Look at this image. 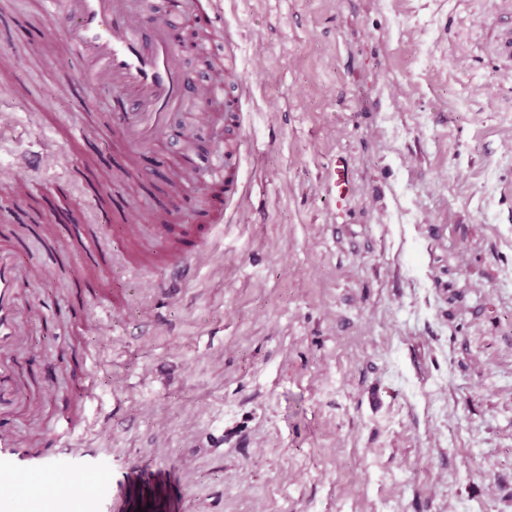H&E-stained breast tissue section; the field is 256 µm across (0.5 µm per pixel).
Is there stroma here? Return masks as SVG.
I'll return each mask as SVG.
<instances>
[{"label": "stroma", "mask_w": 512, "mask_h": 512, "mask_svg": "<svg viewBox=\"0 0 512 512\" xmlns=\"http://www.w3.org/2000/svg\"><path fill=\"white\" fill-rule=\"evenodd\" d=\"M502 0H224L236 33L239 222L184 283L170 248L103 223L166 149L119 165L112 98L41 0H0V221L26 226L32 403L82 410L91 454L0 474V512H101L132 463L192 512H512V58ZM54 141L37 170L18 159ZM340 165L347 194L327 190ZM110 257L58 255L65 220ZM94 284L98 300L82 301ZM72 486L50 497L46 480Z\"/></svg>", "instance_id": "obj_1"}]
</instances>
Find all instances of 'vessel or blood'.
Here are the masks:
<instances>
[{
  "mask_svg": "<svg viewBox=\"0 0 512 512\" xmlns=\"http://www.w3.org/2000/svg\"><path fill=\"white\" fill-rule=\"evenodd\" d=\"M130 0H44V15L63 26L72 50L81 61L87 80L99 91H127L129 97L111 115L128 154L152 150L166 138L169 118L189 99L186 75L170 30L174 22L198 30L222 29L223 0H191L178 17L153 10L140 0L130 11ZM207 104L234 102L223 79H213L200 88ZM208 186L223 189L225 199L240 192L233 170L224 157V140L215 138L213 161L199 172ZM13 227L0 228V471L26 474L53 468L64 458L79 460L86 451L74 447L75 427L71 417H60L53 433L56 447L30 451L20 446V435L9 420L24 409L29 384L20 366L27 356V337L37 322L35 304L24 294L31 278L29 265L18 260Z\"/></svg>",
  "mask_w": 512,
  "mask_h": 512,
  "instance_id": "obj_1",
  "label": "vessel or blood"
}]
</instances>
